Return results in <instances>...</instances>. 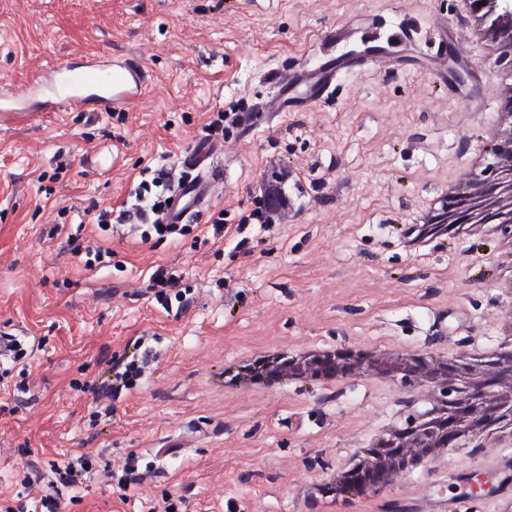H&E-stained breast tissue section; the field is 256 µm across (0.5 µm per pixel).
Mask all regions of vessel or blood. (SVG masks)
<instances>
[{"mask_svg": "<svg viewBox=\"0 0 512 512\" xmlns=\"http://www.w3.org/2000/svg\"><path fill=\"white\" fill-rule=\"evenodd\" d=\"M356 34L346 23L328 29L323 40L329 46L317 64L296 60L274 69L269 77L274 91L265 99L241 100L231 118L238 134L251 135L257 116L273 122L285 112H302L326 101L340 77L355 67L382 66L395 59L398 45L409 43L408 35L376 38L358 52L347 51ZM151 76L130 54L95 55L83 62L55 61L35 81L16 87L0 79V128L22 126L41 112L118 111L139 101L148 93ZM224 152L220 142H207L186 150L180 157L184 171L175 186L171 204L163 215L167 224H187L204 212L220 184L224 172L215 161ZM483 475L481 498L512 492V454L480 458L475 464L462 465L449 472L456 484L467 487L474 475ZM471 498L441 495L423 501L391 497L380 501L379 512H469Z\"/></svg>", "mask_w": 512, "mask_h": 512, "instance_id": "b4317fda", "label": "vessel or blood"}]
</instances>
